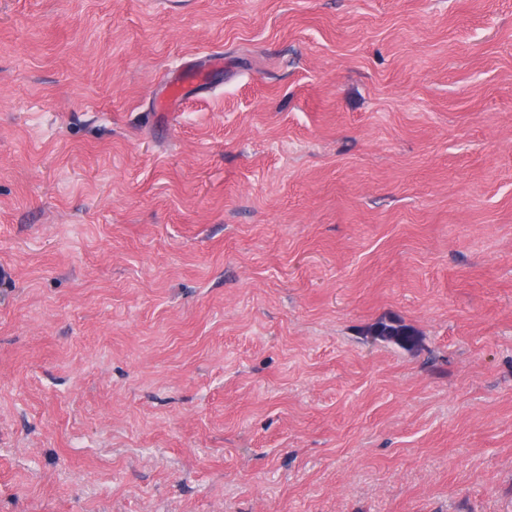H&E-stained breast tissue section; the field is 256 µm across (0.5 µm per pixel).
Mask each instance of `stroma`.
I'll use <instances>...</instances> for the list:
<instances>
[{"label": "stroma", "instance_id": "stroma-1", "mask_svg": "<svg viewBox=\"0 0 512 512\" xmlns=\"http://www.w3.org/2000/svg\"><path fill=\"white\" fill-rule=\"evenodd\" d=\"M0 512H512V0H0ZM208 71V68L200 66L194 68L178 66L167 69L161 79L166 84L165 95L158 104L156 112H176L181 104L186 85L206 84Z\"/></svg>", "mask_w": 512, "mask_h": 512}]
</instances>
